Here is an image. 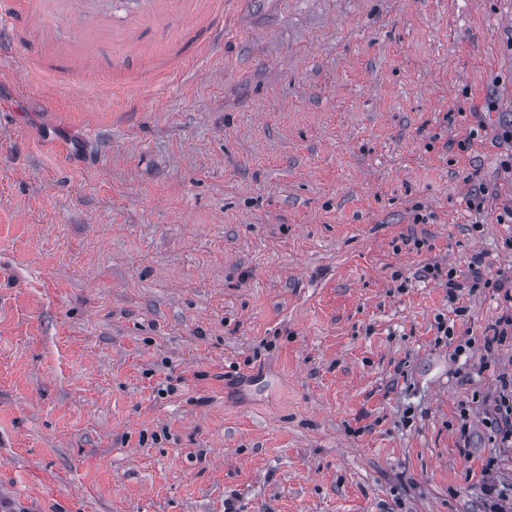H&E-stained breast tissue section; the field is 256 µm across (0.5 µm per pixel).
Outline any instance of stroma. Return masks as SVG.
Returning a JSON list of instances; mask_svg holds the SVG:
<instances>
[{
  "label": "stroma",
  "instance_id": "1",
  "mask_svg": "<svg viewBox=\"0 0 512 512\" xmlns=\"http://www.w3.org/2000/svg\"><path fill=\"white\" fill-rule=\"evenodd\" d=\"M18 2L0 512H484L512 486V341L484 346L512 305L458 316L412 278L480 253L512 280V0H85L88 72L81 16ZM495 400V423L502 448L512 447V377H502Z\"/></svg>",
  "mask_w": 512,
  "mask_h": 512
}]
</instances>
